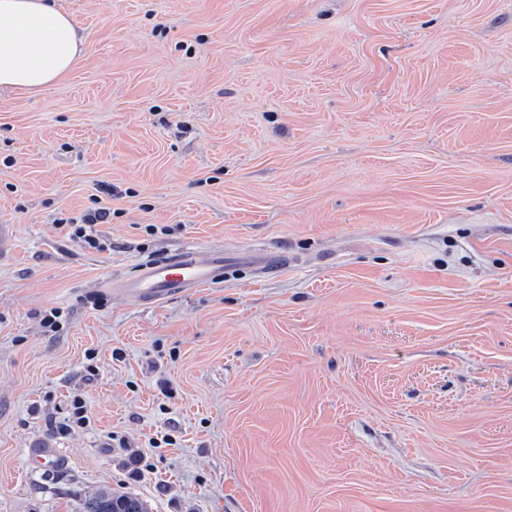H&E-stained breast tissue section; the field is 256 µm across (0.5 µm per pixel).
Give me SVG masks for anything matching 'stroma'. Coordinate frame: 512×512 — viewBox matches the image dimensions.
<instances>
[{
    "label": "stroma",
    "mask_w": 512,
    "mask_h": 512,
    "mask_svg": "<svg viewBox=\"0 0 512 512\" xmlns=\"http://www.w3.org/2000/svg\"><path fill=\"white\" fill-rule=\"evenodd\" d=\"M57 2L80 58L0 93V512H512V0ZM185 246L295 263L104 289ZM112 220V209L97 208L80 217L60 218L59 224L66 228V235L73 240L82 242L85 247L96 251L109 249L111 243H107L95 230L96 224H108ZM29 463L43 470H51L61 463V456L55 448H32L28 452ZM147 501L136 494L101 488L85 499L82 512H149Z\"/></svg>",
    "instance_id": "stroma-1"
}]
</instances>
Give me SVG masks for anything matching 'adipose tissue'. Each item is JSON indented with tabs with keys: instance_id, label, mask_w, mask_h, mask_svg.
Returning <instances> with one entry per match:
<instances>
[{
	"instance_id": "1",
	"label": "adipose tissue",
	"mask_w": 512,
	"mask_h": 512,
	"mask_svg": "<svg viewBox=\"0 0 512 512\" xmlns=\"http://www.w3.org/2000/svg\"><path fill=\"white\" fill-rule=\"evenodd\" d=\"M81 52L78 30L55 0H0V91L38 93Z\"/></svg>"
}]
</instances>
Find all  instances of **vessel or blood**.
<instances>
[{
  "label": "vessel or blood",
  "instance_id": "vessel-or-blood-1",
  "mask_svg": "<svg viewBox=\"0 0 512 512\" xmlns=\"http://www.w3.org/2000/svg\"><path fill=\"white\" fill-rule=\"evenodd\" d=\"M291 261L288 254L267 249L230 253L220 247L200 251L187 246L170 258L141 264L133 275L110 279L106 286L134 305L149 307L191 289L220 283L240 267L273 272ZM28 460L37 468L50 470L60 465L61 456L54 448H33Z\"/></svg>",
  "mask_w": 512,
  "mask_h": 512
}]
</instances>
